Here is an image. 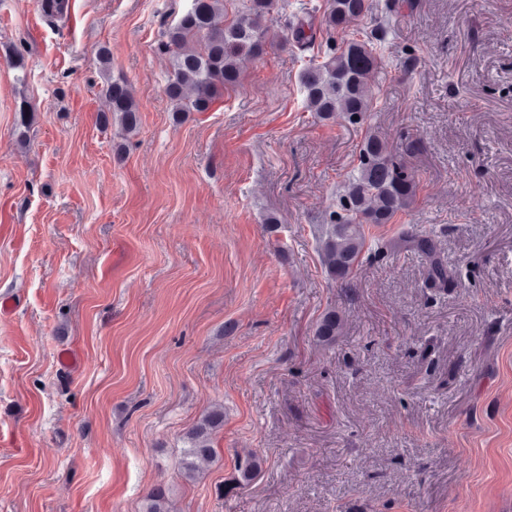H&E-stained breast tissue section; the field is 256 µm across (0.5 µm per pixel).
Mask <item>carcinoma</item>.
<instances>
[{"instance_id":"cac0c4a2","label":"carcinoma","mask_w":512,"mask_h":512,"mask_svg":"<svg viewBox=\"0 0 512 512\" xmlns=\"http://www.w3.org/2000/svg\"><path fill=\"white\" fill-rule=\"evenodd\" d=\"M228 4L229 0H188L176 23L163 32L158 49L169 58L166 94L176 121L192 112L209 111L226 91H239L243 87L241 61L259 58L271 46L268 32L280 21L279 0H242L232 12ZM375 8L373 0H328L323 10L303 3L285 17L288 34L281 47L307 55L299 74L300 89L305 109L321 120L339 115L348 124L360 126L373 111L388 30L380 25L361 37L347 33L350 24ZM38 10L45 21L53 23L68 16L70 0H38ZM96 58L109 103L99 122L103 126L118 123L128 139L139 129V103L131 85L112 76L110 48L100 46ZM8 60L16 81L26 83L25 42L12 46ZM18 112L16 141L24 146L36 108L23 99ZM410 153L409 148L395 153L376 131L368 132L360 143L356 164L337 191L336 203L315 227L328 281L348 284L363 256L371 251L383 255L408 250L427 255V281L433 286L443 288L453 280L431 237L403 227L386 240L369 238V225L395 223L415 201L419 181L408 161ZM343 332L344 319L333 307L317 322L314 336L319 346L329 348ZM222 427L224 406L215 405L185 433L180 467L186 479H195L199 463L211 459L212 438ZM257 469L255 455H247L238 462L234 485L249 484ZM167 497L164 486L152 487L144 497V512H168Z\"/></svg>"}]
</instances>
